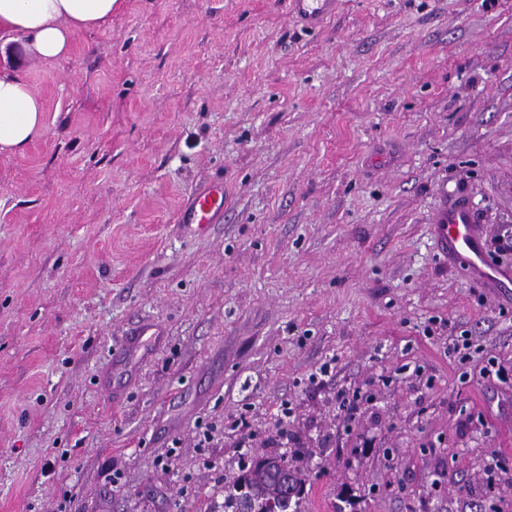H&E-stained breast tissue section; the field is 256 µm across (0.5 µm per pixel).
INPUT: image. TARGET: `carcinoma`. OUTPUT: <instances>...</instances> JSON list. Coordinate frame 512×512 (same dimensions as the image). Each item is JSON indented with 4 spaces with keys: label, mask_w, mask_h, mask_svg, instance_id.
Masks as SVG:
<instances>
[{
    "label": "carcinoma",
    "mask_w": 512,
    "mask_h": 512,
    "mask_svg": "<svg viewBox=\"0 0 512 512\" xmlns=\"http://www.w3.org/2000/svg\"><path fill=\"white\" fill-rule=\"evenodd\" d=\"M243 469L224 500L226 512H301L305 479L286 458L264 457Z\"/></svg>",
    "instance_id": "carcinoma-1"
}]
</instances>
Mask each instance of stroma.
<instances>
[{
	"instance_id": "35a3bbf8",
	"label": "stroma",
	"mask_w": 512,
	"mask_h": 512,
	"mask_svg": "<svg viewBox=\"0 0 512 512\" xmlns=\"http://www.w3.org/2000/svg\"><path fill=\"white\" fill-rule=\"evenodd\" d=\"M13 48L46 127L0 153V512H224L283 453L302 512H512L474 371L512 369V282L433 232L464 201L512 268V0H122ZM339 0H289V13L303 27L316 30L336 15ZM224 215V193L217 188H209L192 195L178 219L182 224H195L199 231L207 224H214Z\"/></svg>"
}]
</instances>
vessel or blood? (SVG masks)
I'll use <instances>...</instances> for the list:
<instances>
[{
	"instance_id": "b4317fda",
	"label": "vessel or blood",
	"mask_w": 512,
	"mask_h": 512,
	"mask_svg": "<svg viewBox=\"0 0 512 512\" xmlns=\"http://www.w3.org/2000/svg\"><path fill=\"white\" fill-rule=\"evenodd\" d=\"M338 4L339 0H289V12L303 27L315 30L335 16ZM223 213V192L209 188L193 194L178 219L202 230L215 223ZM436 231L442 244L467 263L475 278L487 283L494 281L495 272L483 267L479 229L469 207L460 203L444 209L438 216Z\"/></svg>"
}]
</instances>
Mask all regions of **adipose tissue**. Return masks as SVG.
<instances>
[{
    "label": "adipose tissue",
    "instance_id": "ef3b65f1",
    "mask_svg": "<svg viewBox=\"0 0 512 512\" xmlns=\"http://www.w3.org/2000/svg\"><path fill=\"white\" fill-rule=\"evenodd\" d=\"M120 0H0V153L22 151L45 127L42 100L10 55L17 37L45 62L66 56L76 34L107 23Z\"/></svg>",
    "mask_w": 512,
    "mask_h": 512
}]
</instances>
